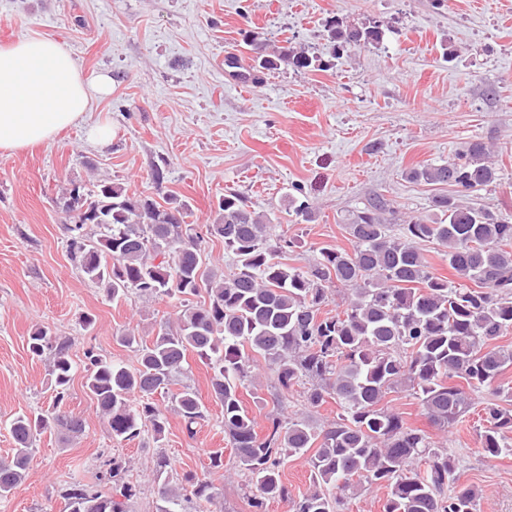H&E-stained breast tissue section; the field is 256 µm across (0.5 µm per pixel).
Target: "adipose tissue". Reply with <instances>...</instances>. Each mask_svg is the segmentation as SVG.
<instances>
[{"label":"adipose tissue","instance_id":"ef3b65f1","mask_svg":"<svg viewBox=\"0 0 512 512\" xmlns=\"http://www.w3.org/2000/svg\"><path fill=\"white\" fill-rule=\"evenodd\" d=\"M112 79L86 80L59 43L33 37L0 48V150L18 151L52 140L74 125Z\"/></svg>","mask_w":512,"mask_h":512}]
</instances>
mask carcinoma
<instances>
[{
    "instance_id": "1",
    "label": "carcinoma",
    "mask_w": 512,
    "mask_h": 512,
    "mask_svg": "<svg viewBox=\"0 0 512 512\" xmlns=\"http://www.w3.org/2000/svg\"><path fill=\"white\" fill-rule=\"evenodd\" d=\"M323 51L314 54L292 42L273 50L249 32L252 69L282 67L325 71L348 48L377 45L382 25L348 24L332 17L324 25ZM493 150L481 138L468 142L456 158L423 163L405 171L415 183L448 188L431 198V212L398 217L381 194L349 212L342 223L353 250L324 246L305 268L282 261L297 246L271 233L274 218L258 212L238 192L219 199L206 233L224 241L235 268L220 273L202 249L203 237L188 224L189 207L175 197L161 204L144 193H130L108 181L87 192L75 187L70 255L88 279L105 285L112 299L130 293L149 297H199L184 305L176 322L161 324L152 340L133 331L118 336L137 366L85 352V388L113 440L133 442L149 429L159 438L167 416L153 396L181 372L194 352L213 371L211 390L224 409V434L235 469L253 492V512L264 500L288 498L281 480L282 456H305L313 489L291 501L290 512H341L344 500L362 483L386 490L382 512H476L479 492L458 482L448 451L432 446L424 429L381 406L391 391H407L420 400L428 423L447 430L473 409L471 392L486 389L480 445L488 457L507 450L512 431V387L499 383L512 366V349L491 341L512 330V218L465 204L461 196L498 182ZM288 211L299 224L316 220L315 208L288 194ZM96 227L92 235L86 225ZM434 242L459 282L437 275L419 248ZM333 288L346 291L343 309L323 311ZM34 357L49 354L55 403L49 414H19L10 422L13 455L0 459V500L22 484L33 444L41 434L61 428L74 438L83 422L59 408L75 364L69 345L44 327L29 336ZM261 357L288 392L305 386L311 408L335 400L337 418L315 430L298 416L268 417L266 434L243 406L239 388L250 360ZM138 402H133V397ZM174 411L188 434L205 418L192 388L174 397ZM112 492L74 486L64 493L68 512H128L136 494L124 468L112 463ZM184 491L202 509L216 504L218 489L207 478L189 477ZM454 486L448 492V486ZM333 486V496L325 487ZM181 492L163 487L157 512H177Z\"/></svg>"
}]
</instances>
